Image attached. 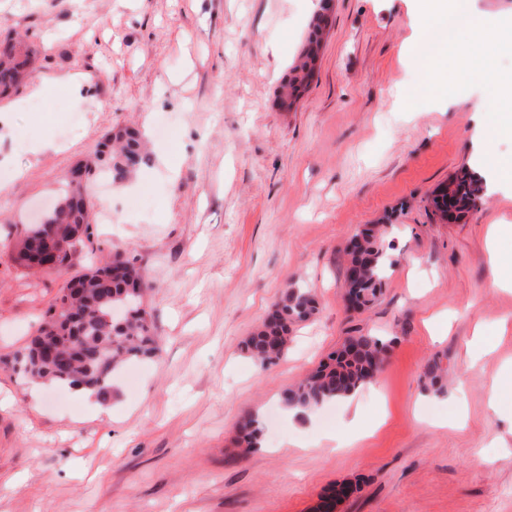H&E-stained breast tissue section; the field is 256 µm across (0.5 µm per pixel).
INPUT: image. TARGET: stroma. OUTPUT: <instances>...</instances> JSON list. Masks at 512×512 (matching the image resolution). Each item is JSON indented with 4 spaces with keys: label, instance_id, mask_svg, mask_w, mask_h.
Listing matches in <instances>:
<instances>
[{
    "label": "stroma",
    "instance_id": "stroma-1",
    "mask_svg": "<svg viewBox=\"0 0 512 512\" xmlns=\"http://www.w3.org/2000/svg\"><path fill=\"white\" fill-rule=\"evenodd\" d=\"M319 0H0V41L23 36L35 69L0 99V512H512V138L480 86L404 107L416 36L409 0H331L311 82L279 90ZM151 136L147 165L87 186L91 241L135 255L158 357L127 365L105 409L62 387L32 389L12 361L56 302L63 275L19 267L13 246L105 134ZM483 203L441 219L437 187L461 167ZM387 227L395 264L378 300L345 298L346 249ZM317 314L260 368L245 336L286 284ZM491 340L468 363L475 330ZM379 336L385 360L357 392L363 425L330 402L285 415L282 393L348 336ZM441 359L448 392L424 365ZM461 422H454L456 412ZM264 420L239 457L242 417Z\"/></svg>",
    "mask_w": 512,
    "mask_h": 512
}]
</instances>
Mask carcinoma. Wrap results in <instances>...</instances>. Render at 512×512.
Segmentation results:
<instances>
[{"label": "carcinoma", "mask_w": 512, "mask_h": 512, "mask_svg": "<svg viewBox=\"0 0 512 512\" xmlns=\"http://www.w3.org/2000/svg\"><path fill=\"white\" fill-rule=\"evenodd\" d=\"M324 27L312 28L305 50L299 55L283 86V95L295 103L307 87L321 49ZM34 59V51L22 41H8L0 46V94L17 87ZM147 161L142 135L124 127L111 131L104 149L95 161L78 165L91 179L98 167L116 182H122ZM86 183L69 175L56 204L42 214V219L28 228L16 245V260L26 269L60 273L67 270L73 257L90 240L91 206L85 193ZM455 198L456 215L478 206L485 197L483 182L466 168L442 187L435 206L448 217L447 198ZM385 230L380 225L363 228L348 251L346 296L350 306L361 309L372 304L379 294L388 269L395 264L385 250ZM54 238L65 244L57 265L45 267L34 243ZM152 289L127 252H115L67 281L60 290L57 305L23 353L15 357L23 373L45 383L73 390L83 388L106 401L112 396V377L126 364L154 358L159 350L145 305ZM317 310L310 291L293 285L285 289L273 308L254 331L245 346L258 363L267 367L280 360L287 349L292 326L306 321ZM385 350L377 336H351L342 347L329 355L328 361L314 373L282 394L284 406L306 413L325 403L348 397L372 381L377 358ZM424 375L439 393L447 388V369L435 358L424 366ZM263 423L252 415L238 431V446L249 453L261 447ZM358 491L356 484H344L323 498L318 508L333 512L336 504Z\"/></svg>", "instance_id": "1"}]
</instances>
